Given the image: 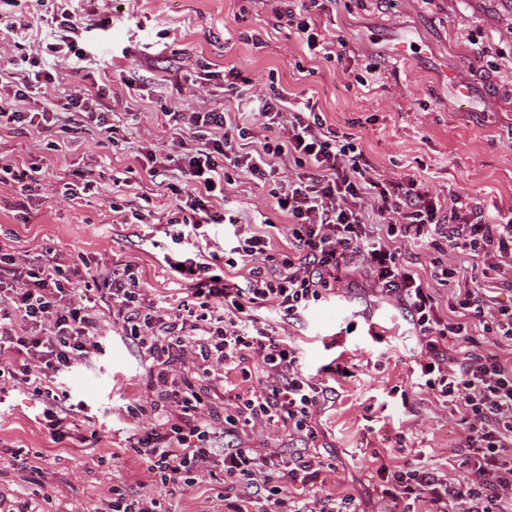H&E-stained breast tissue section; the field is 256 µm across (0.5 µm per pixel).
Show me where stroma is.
<instances>
[{
    "mask_svg": "<svg viewBox=\"0 0 512 512\" xmlns=\"http://www.w3.org/2000/svg\"><path fill=\"white\" fill-rule=\"evenodd\" d=\"M79 15L109 19L93 30L109 67L112 109L120 130L109 143L90 126L51 147L50 134L0 127V164L36 165L41 184L31 214L19 206L18 184L0 183V247L36 256L53 250L83 256L89 265L132 263L145 293L174 306L189 285L163 260L171 241L162 221L182 185L177 165L161 181L139 175L137 155L170 148L160 105L173 111L228 108L221 81L191 83L199 64L233 68L255 94L282 90L312 98L328 126L357 137L369 166L389 182L422 180L432 197L461 195L486 211L512 207V0H72ZM321 31L333 58L312 55L296 24ZM404 54H397V45ZM91 173L96 192L76 206L54 190L73 171ZM122 184H114V177ZM149 206L155 221L135 224L131 213ZM227 211L245 222L269 218L271 255L288 249L287 214L276 210L268 187L235 174ZM341 296L318 302L300 321L274 307L260 322L296 344L302 367L329 383L318 414V444L330 467L315 484L291 487L308 499L322 492L355 497L361 512H384L371 480L383 464L447 467L463 435L460 418L416 386L419 347L401 312L379 300L365 275L345 283ZM100 349L59 384L78 412L79 437L58 442L41 422L45 394L11 380L0 382V495L31 498L36 512H112V487L146 479L132 449L125 408L146 399L147 359L112 324L98 303ZM348 364L344 378L329 373ZM222 474H201L167 497L170 512H224Z\"/></svg>",
    "mask_w": 512,
    "mask_h": 512,
    "instance_id": "stroma-1",
    "label": "stroma"
}]
</instances>
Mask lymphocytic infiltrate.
I'll use <instances>...</instances> for the list:
<instances>
[{
    "mask_svg": "<svg viewBox=\"0 0 512 512\" xmlns=\"http://www.w3.org/2000/svg\"><path fill=\"white\" fill-rule=\"evenodd\" d=\"M38 20L51 29L53 60L28 57V69L0 84V125L47 132L64 112L69 123L114 134L112 90L104 84L71 90L57 108H24L34 88L55 83L59 66L78 71L96 62L86 39L90 26L74 10L57 5ZM249 103L261 126L278 132L262 152L240 151L236 143L249 137L248 127L216 110L165 112L169 152L142 149L141 168L150 178L174 162L189 184L166 219L177 250L164 260L192 282L177 306L147 298L130 263L81 286L76 259L0 249V379L48 392L45 428L54 440L72 437L73 410L53 387L99 348L90 304L98 293L111 303L122 335L151 363L149 397L126 411L136 424L133 450L153 485L175 490L193 475L218 470L224 512H241L244 496L253 512H358L352 497L337 492L289 496V486L316 482L328 465L315 420L328 389L302 370L294 345L260 326L257 312L270 304L298 318L335 296L344 274L361 270L380 299L405 314L420 347L419 387L460 414L464 433V479L453 482L447 472L415 463L378 468L388 512H416L419 503L425 512H449L454 504L464 512H512V361L499 354L512 348V303L494 301L485 284L493 271L512 288V208L489 213L459 196L443 204L414 178L387 184L364 164L354 137L327 126L311 100L253 94ZM281 156L297 176H279L272 160ZM233 169L271 184L275 207L288 214L281 257L268 254L264 234L223 208ZM368 194L387 217L380 236L363 220ZM211 224L223 226L221 239L210 238ZM399 238L477 258L470 274L453 261L433 262V279L451 289L447 306L396 247ZM239 266L248 270L242 285L228 275ZM479 328L491 352L479 348ZM235 372L262 376L261 387L240 391L228 379ZM263 428L287 431L296 449L245 442V434Z\"/></svg>",
    "mask_w": 512,
    "mask_h": 512,
    "instance_id": "f902f5d3",
    "label": "lymphocytic infiltrate"
}]
</instances>
